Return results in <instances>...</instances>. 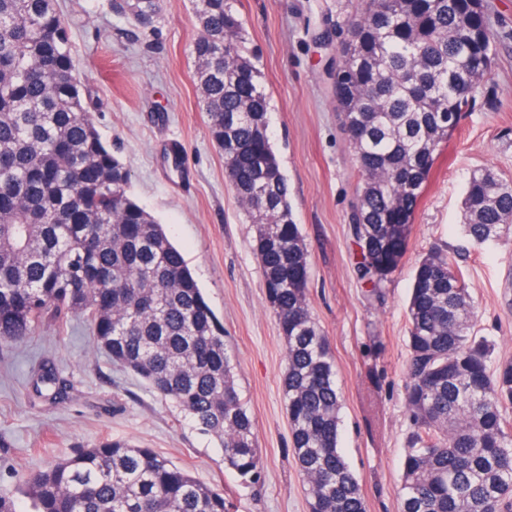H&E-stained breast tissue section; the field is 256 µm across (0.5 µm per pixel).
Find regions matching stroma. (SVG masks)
Segmentation results:
<instances>
[{"instance_id": "1", "label": "stroma", "mask_w": 512, "mask_h": 512, "mask_svg": "<svg viewBox=\"0 0 512 512\" xmlns=\"http://www.w3.org/2000/svg\"><path fill=\"white\" fill-rule=\"evenodd\" d=\"M492 70L435 163L406 253L381 297L355 273L349 232L360 182L334 93L339 48L360 0H237L247 46L270 96L272 148L307 250L311 314L328 336L341 393L339 448L367 512H399L407 448L404 400L409 359L407 305L417 262L432 248L457 251L476 306L474 332L512 361V238L493 249L456 230L470 174L490 168L512 179V0H486ZM73 44L76 75L103 139L130 172L128 195L162 224L184 254L224 326L234 379L254 420L264 468L242 484L218 442L171 401L113 366L81 316L68 327L0 345V490L72 447L121 438L154 449L201 482L224 488L235 512H308V487L290 447L283 397L286 341L266 299L254 253L256 227L225 180L224 155L207 133L193 44L191 0H161L153 26L114 14L108 0H57ZM182 151L174 174L165 154ZM50 363L71 389L38 398L32 380Z\"/></svg>"}]
</instances>
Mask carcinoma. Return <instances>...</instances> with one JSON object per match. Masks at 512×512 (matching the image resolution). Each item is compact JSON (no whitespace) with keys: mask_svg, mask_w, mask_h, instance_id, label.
<instances>
[{"mask_svg":"<svg viewBox=\"0 0 512 512\" xmlns=\"http://www.w3.org/2000/svg\"><path fill=\"white\" fill-rule=\"evenodd\" d=\"M234 0H193L208 135L256 224L263 288L287 342L283 393L309 512H367L339 448L340 394L327 336L312 318L309 263L268 136L270 98L246 56ZM137 26L160 0H111ZM335 73L341 122L360 185L350 234L356 274L381 296L408 244L436 158L494 59L484 0H363ZM68 25L54 0H0V344L83 314L122 370L189 414L245 483L261 477L254 421L241 401L224 327L162 226L126 193L130 173L86 110ZM461 237L492 248L512 236V181L474 171ZM409 448L400 512H512V361L474 335L475 306L455 256L416 265L407 308ZM62 398L42 366L34 391ZM230 512L151 448L105 438L0 493V512Z\"/></svg>","mask_w":512,"mask_h":512,"instance_id":"cac0c4a2","label":"carcinoma"}]
</instances>
